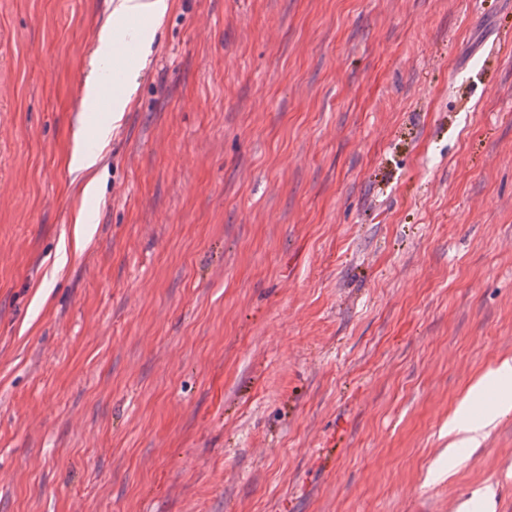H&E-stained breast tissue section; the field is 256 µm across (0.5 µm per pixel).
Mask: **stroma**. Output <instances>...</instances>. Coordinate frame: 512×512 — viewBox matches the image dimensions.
<instances>
[{"label":"stroma","mask_w":512,"mask_h":512,"mask_svg":"<svg viewBox=\"0 0 512 512\" xmlns=\"http://www.w3.org/2000/svg\"><path fill=\"white\" fill-rule=\"evenodd\" d=\"M109 13L0 0V512H512V0H173L87 176ZM495 387L499 394L494 409L477 412L474 407L486 392ZM512 408V359L504 358L488 367L461 396L448 415V449L477 442L499 417L501 411Z\"/></svg>","instance_id":"1"}]
</instances>
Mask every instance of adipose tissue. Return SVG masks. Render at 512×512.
<instances>
[{
    "mask_svg": "<svg viewBox=\"0 0 512 512\" xmlns=\"http://www.w3.org/2000/svg\"><path fill=\"white\" fill-rule=\"evenodd\" d=\"M172 6V0H112V20L103 26L98 52L109 55L118 41L125 40L138 45L153 41L155 23L162 19ZM132 100L130 88H117L112 92L110 103H102L97 85H90L84 99L89 110H107L108 124L102 125L96 134L98 144L104 143L112 124L118 123ZM497 389L498 400L494 409L477 411L489 389ZM512 408V359L504 358L488 367L461 396L448 416V445L460 448L477 442L499 417L501 411Z\"/></svg>",
    "mask_w": 512,
    "mask_h": 512,
    "instance_id": "obj_1",
    "label": "adipose tissue"
}]
</instances>
